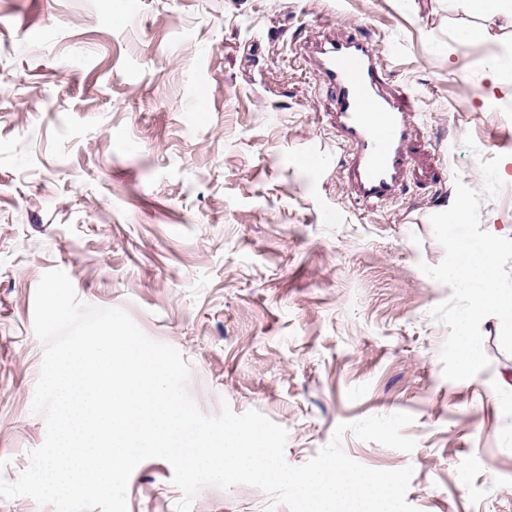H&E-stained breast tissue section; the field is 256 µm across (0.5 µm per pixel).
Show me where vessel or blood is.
<instances>
[{"label":"vessel or blood","mask_w":512,"mask_h":512,"mask_svg":"<svg viewBox=\"0 0 512 512\" xmlns=\"http://www.w3.org/2000/svg\"><path fill=\"white\" fill-rule=\"evenodd\" d=\"M309 57L319 82L332 93L354 194L365 202L386 200L406 166L403 146L412 130V113L406 104L382 94L383 68L362 32L316 44Z\"/></svg>","instance_id":"obj_1"}]
</instances>
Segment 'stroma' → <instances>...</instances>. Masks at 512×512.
Here are the masks:
<instances>
[{"label":"stroma","instance_id":"1","mask_svg":"<svg viewBox=\"0 0 512 512\" xmlns=\"http://www.w3.org/2000/svg\"><path fill=\"white\" fill-rule=\"evenodd\" d=\"M466 0H0V478L45 440L31 411L49 270L87 304L124 309L177 348L199 409H254L299 466L335 428L408 413L411 452L341 441L356 462L413 467L418 512H512V354L481 324L490 366L442 375L451 290L430 217L479 159L512 160V27ZM362 29L385 91L426 115L397 192L353 194L329 92L305 52ZM476 146L467 148L465 135ZM317 158L314 166L306 158ZM482 229L512 233V163ZM171 465L132 473L128 512H175ZM260 489H201L191 512H265Z\"/></svg>","mask_w":512,"mask_h":512}]
</instances>
